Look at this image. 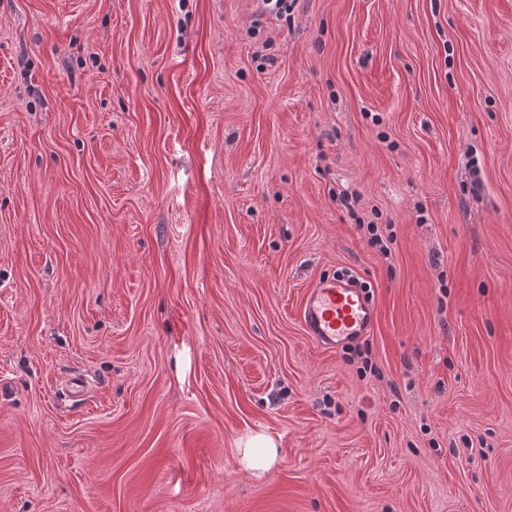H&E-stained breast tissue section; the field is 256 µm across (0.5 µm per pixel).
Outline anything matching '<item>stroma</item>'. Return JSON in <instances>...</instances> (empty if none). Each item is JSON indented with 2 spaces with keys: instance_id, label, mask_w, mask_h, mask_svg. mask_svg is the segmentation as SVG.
<instances>
[{
  "instance_id": "35a3bbf8",
  "label": "stroma",
  "mask_w": 512,
  "mask_h": 512,
  "mask_svg": "<svg viewBox=\"0 0 512 512\" xmlns=\"http://www.w3.org/2000/svg\"><path fill=\"white\" fill-rule=\"evenodd\" d=\"M0 512H512V0H0ZM301 316L308 335L328 349L367 336L376 320L369 294L346 275L321 280L310 288ZM248 447L252 448H262L261 454L255 455L252 448H245L244 450V459L246 466L253 470H265L269 467V465L273 462L276 457V448L275 446L263 439L256 438L253 439Z\"/></svg>"
}]
</instances>
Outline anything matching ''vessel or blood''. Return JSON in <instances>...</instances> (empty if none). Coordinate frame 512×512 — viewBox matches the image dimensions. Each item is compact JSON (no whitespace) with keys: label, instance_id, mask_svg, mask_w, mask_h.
<instances>
[{"label":"vessel or blood","instance_id":"1","mask_svg":"<svg viewBox=\"0 0 512 512\" xmlns=\"http://www.w3.org/2000/svg\"><path fill=\"white\" fill-rule=\"evenodd\" d=\"M301 316L308 335L329 349L367 336L376 320L369 294L345 275L321 280L310 288Z\"/></svg>","mask_w":512,"mask_h":512}]
</instances>
